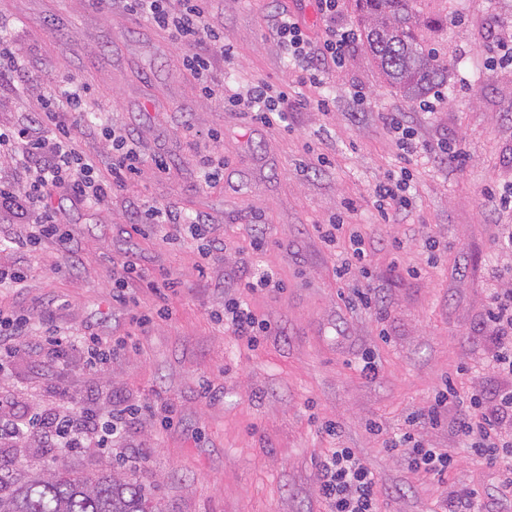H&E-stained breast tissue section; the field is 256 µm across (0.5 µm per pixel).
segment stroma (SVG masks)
<instances>
[{
    "label": "stroma",
    "mask_w": 512,
    "mask_h": 512,
    "mask_svg": "<svg viewBox=\"0 0 512 512\" xmlns=\"http://www.w3.org/2000/svg\"><path fill=\"white\" fill-rule=\"evenodd\" d=\"M443 26L423 30L448 62L438 94L409 101L389 86L361 43L322 84L300 82L270 24L297 16L320 44L325 26L315 0H209V19L234 47L214 55L210 79L226 93L260 82L287 90V129L205 97L187 69L186 49L127 14L112 0H0V31L13 39L29 94L0 84V128L34 129L32 98L83 87L82 122L73 136L100 177L112 163L107 135L121 132L147 157L145 167L104 201L89 204L49 190L68 235L18 247L32 218L0 210V269L23 281L0 284V316L27 320L22 351L0 367L8 419H33L27 447L0 439V454L18 469L64 467L84 473L110 465L137 479L164 512H324L315 488L317 461L338 422L342 443L374 469L382 512H444L445 487L475 488L491 512H512L496 472L473 465L459 448L456 408L430 430V442L457 451L447 483L411 474L383 447L406 416L429 402L445 380L460 393L502 384L484 360L494 280L512 288V250L497 246L512 210L493 206L486 190H512V62L493 49L512 41V0H419ZM327 100L318 109V100ZM400 113L430 153L404 164L382 116ZM441 144L463 148L450 163ZM223 164L205 182L200 158ZM412 173L410 211L382 223L373 190L390 172ZM354 200L356 208L345 211ZM152 207L199 219L203 239L183 231L163 238L145 224ZM370 241V277L386 319L349 305L335 268L340 250L317 225L335 217ZM441 243L429 256L426 236ZM265 241L260 264L278 272L283 289L248 302L272 332L259 344L237 343L220 318L253 267V239ZM131 301L112 295L126 267ZM170 274L158 300L151 277ZM82 341L105 337L111 351L88 367L82 348L58 360L42 336ZM380 365L377 379L358 371L362 354ZM136 410L110 448H61L41 421L62 412ZM378 431H370V423Z\"/></svg>",
    "instance_id": "obj_1"
}]
</instances>
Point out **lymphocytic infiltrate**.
I'll return each mask as SVG.
<instances>
[{"label":"lymphocytic infiltrate","mask_w":512,"mask_h":512,"mask_svg":"<svg viewBox=\"0 0 512 512\" xmlns=\"http://www.w3.org/2000/svg\"><path fill=\"white\" fill-rule=\"evenodd\" d=\"M122 9L138 15L147 23L168 32L176 45L190 48L186 65L198 79H205L211 66V52L231 57L233 48L224 41V33L208 20V0H179L171 7L169 0H118ZM325 24V38L320 47H312L299 22L283 14L272 22V33L284 46L301 79L316 83L322 68L342 65L356 39L354 31L337 26L339 0H317ZM208 43L206 53L196 52L200 43ZM227 106L247 112L252 119L266 126L285 122L288 95H270L267 86L258 85L246 93L225 96ZM40 122L54 125L55 137H31L26 131L0 132V154L23 162L29 168L30 181L24 191L15 193L0 188V207H14L36 213L39 221L35 237H53L65 241L66 234L45 202L49 189L62 188L89 203L103 200L112 186L122 185L140 174L147 164L163 168L161 159L147 161L125 137L112 141L110 178L95 174L91 160L79 154L68 125L59 113L43 111ZM486 320L492 329L495 348L490 363L504 383L493 398H486L480 389L460 395L454 385L438 391L429 405L414 412L405 431L387 442V450L417 476H445L454 469L457 459L452 449L433 447L424 437L426 430L436 428L449 405H458L456 432L460 445L476 464L499 468L504 492L512 493V289H493L488 302ZM224 325L247 345H256L260 336L271 332L268 320L251 311L243 297L232 295L224 300ZM122 416H115L107 426H100L95 416L73 422L71 415L58 416L54 432L63 447H102L104 436L119 435ZM323 430L334 445L325 449L318 462L316 489L326 504V512H380L379 482L375 472L353 449L344 447L339 424L325 423Z\"/></svg>","instance_id":"lymphocytic-infiltrate-1"}]
</instances>
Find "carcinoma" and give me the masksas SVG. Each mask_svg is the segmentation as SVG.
<instances>
[{
  "label": "carcinoma",
  "instance_id": "1",
  "mask_svg": "<svg viewBox=\"0 0 512 512\" xmlns=\"http://www.w3.org/2000/svg\"><path fill=\"white\" fill-rule=\"evenodd\" d=\"M418 0H354L363 45L384 80L410 101L448 82V63L428 47L420 27H438ZM0 512H164L142 483L116 470L84 474L65 468L28 473L0 464Z\"/></svg>",
  "mask_w": 512,
  "mask_h": 512
}]
</instances>
